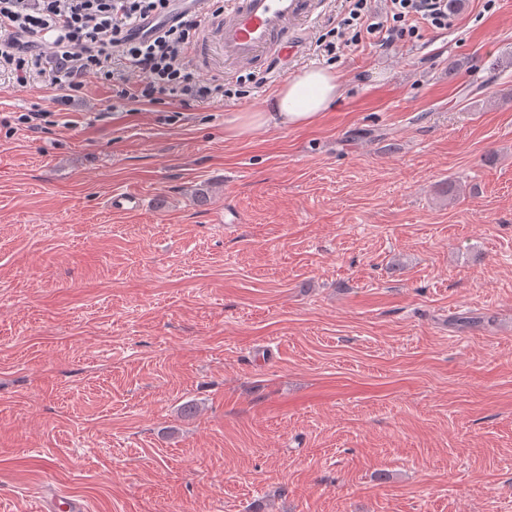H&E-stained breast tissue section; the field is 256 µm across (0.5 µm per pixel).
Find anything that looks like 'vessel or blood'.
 I'll return each mask as SVG.
<instances>
[{
    "mask_svg": "<svg viewBox=\"0 0 512 512\" xmlns=\"http://www.w3.org/2000/svg\"><path fill=\"white\" fill-rule=\"evenodd\" d=\"M179 9L206 11L211 22L198 43V56H208L211 45L224 54V72L268 70L288 63L305 51L312 23L320 19L327 0H224L211 10L209 0H175Z\"/></svg>",
    "mask_w": 512,
    "mask_h": 512,
    "instance_id": "vessel-or-blood-1",
    "label": "vessel or blood"
}]
</instances>
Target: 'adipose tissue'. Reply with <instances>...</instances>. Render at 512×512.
<instances>
[{"mask_svg":"<svg viewBox=\"0 0 512 512\" xmlns=\"http://www.w3.org/2000/svg\"><path fill=\"white\" fill-rule=\"evenodd\" d=\"M342 94L332 70L310 68L288 78L268 107L260 112H236L224 121L228 137L242 139L263 126L302 128L313 124Z\"/></svg>","mask_w":512,"mask_h":512,"instance_id":"adipose-tissue-1","label":"adipose tissue"}]
</instances>
